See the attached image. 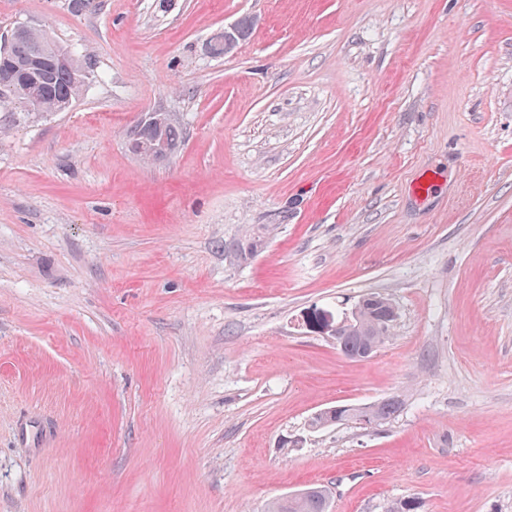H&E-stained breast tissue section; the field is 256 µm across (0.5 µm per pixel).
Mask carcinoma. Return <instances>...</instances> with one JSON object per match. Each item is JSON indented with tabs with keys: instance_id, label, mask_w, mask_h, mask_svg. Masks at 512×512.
<instances>
[{
	"instance_id": "obj_1",
	"label": "carcinoma",
	"mask_w": 512,
	"mask_h": 512,
	"mask_svg": "<svg viewBox=\"0 0 512 512\" xmlns=\"http://www.w3.org/2000/svg\"><path fill=\"white\" fill-rule=\"evenodd\" d=\"M63 46L50 38L46 30L20 25L14 28L9 50L0 55V123L14 116L43 117L71 108L86 86V80H77L72 69L58 61L57 53ZM180 140V132L172 120L160 125L143 123L135 126L129 143L131 152L145 160L153 158L148 151H140L137 145L151 146L164 142L173 151ZM374 311L368 309L360 317H339L330 313L333 324L340 326L344 344L350 353L365 345V338L354 331L362 322H370ZM402 407L397 396L372 406L368 414L381 424L394 417ZM325 492L315 484L304 495L278 498L271 502L268 512H325Z\"/></svg>"
}]
</instances>
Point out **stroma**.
<instances>
[{
    "label": "stroma",
    "instance_id": "stroma-1",
    "mask_svg": "<svg viewBox=\"0 0 512 512\" xmlns=\"http://www.w3.org/2000/svg\"><path fill=\"white\" fill-rule=\"evenodd\" d=\"M19 25L89 80L0 126V512H512V0H0ZM369 293L366 360L303 323ZM237 26H238V37L237 41L235 40V36L237 35ZM252 26V21L249 18H242L240 21H238L235 24H232L231 26L225 27L224 32H221L215 37H213L208 45V52L209 54L213 56H222L229 52H231L236 44L240 41L245 39V37L249 34V31ZM224 34L225 37L229 43V45L235 44L231 49H228L226 42L224 40ZM163 114L167 115V117H171V115L167 112H151L142 119L143 122L148 121L151 123L142 122L143 124H137L135 126L132 136L129 140L131 148L129 149L132 153L148 161L149 159L158 160L151 153H148L146 148H144L143 151H140L132 144H135L136 146L142 144L147 147L163 141L168 148V154L166 147L162 143H159L153 147V151L159 157L165 156L166 154L167 155L165 157H167L177 147L180 140V132L178 126L173 120H169L160 125L152 124L159 122L162 119ZM323 486L314 484L308 492L298 497L304 491L296 492L289 496L292 498H278L271 502L268 512H325V490Z\"/></svg>",
    "mask_w": 512,
    "mask_h": 512
}]
</instances>
